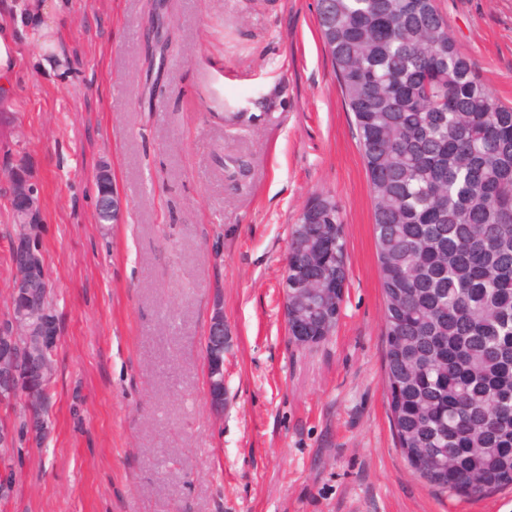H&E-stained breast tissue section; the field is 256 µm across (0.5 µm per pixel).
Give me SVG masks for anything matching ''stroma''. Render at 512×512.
I'll return each mask as SVG.
<instances>
[{
  "label": "stroma",
  "instance_id": "35a3bbf8",
  "mask_svg": "<svg viewBox=\"0 0 512 512\" xmlns=\"http://www.w3.org/2000/svg\"><path fill=\"white\" fill-rule=\"evenodd\" d=\"M512 105V0H436ZM317 0H71L19 45L0 169L38 185L59 324L48 426L0 458V512H512V487L449 496L403 460L385 384L373 203ZM111 168L125 212L96 219ZM346 243L339 319L290 342L281 281L316 195ZM14 226L0 187V320ZM224 319L223 408L205 337Z\"/></svg>",
  "mask_w": 512,
  "mask_h": 512
}]
</instances>
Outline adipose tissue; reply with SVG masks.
I'll use <instances>...</instances> for the list:
<instances>
[{
	"label": "adipose tissue",
	"instance_id": "1",
	"mask_svg": "<svg viewBox=\"0 0 512 512\" xmlns=\"http://www.w3.org/2000/svg\"><path fill=\"white\" fill-rule=\"evenodd\" d=\"M68 8V0H21L10 18L0 19V88L10 89L18 69L20 35L46 33L51 17L65 15Z\"/></svg>",
	"mask_w": 512,
	"mask_h": 512
}]
</instances>
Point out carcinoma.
<instances>
[{
  "mask_svg": "<svg viewBox=\"0 0 512 512\" xmlns=\"http://www.w3.org/2000/svg\"><path fill=\"white\" fill-rule=\"evenodd\" d=\"M374 202L390 422L442 492L512 485V106L461 54L436 0H317ZM298 256L344 267L338 204Z\"/></svg>",
  "mask_w": 512,
  "mask_h": 512,
  "instance_id": "cac0c4a2",
  "label": "carcinoma"
}]
</instances>
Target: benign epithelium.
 Returning a JSON list of instances; mask_svg holds the SVG:
<instances>
[{
	"mask_svg": "<svg viewBox=\"0 0 512 512\" xmlns=\"http://www.w3.org/2000/svg\"><path fill=\"white\" fill-rule=\"evenodd\" d=\"M98 193L99 210L103 211L112 220V223L121 222L124 213V204L112 182V173L108 165L102 164L95 174ZM8 203L16 213L17 224L21 233L12 240V247L18 259L11 273V317L0 323V390L11 393L21 391L27 403L35 404L32 416L28 418L30 431L39 432L46 428L47 421L43 415L46 400L33 394L27 383L19 380L18 364L23 356L34 363L37 374L44 380L51 377V363L41 359L32 352L24 353L14 348V340L18 336H31L39 333L43 343H51L58 334L56 324H48L36 328L31 324L33 308L20 301L31 297L37 288L48 290L51 288L44 256H42V228L45 224L42 199L39 188L24 170L13 173L8 183ZM343 292V283L330 280L326 288L314 295V303L329 318H336L341 311V302L336 295ZM288 335L300 346H312L324 341L331 335L329 331L314 330L312 324L297 314L292 322L288 323ZM207 343L211 354L216 357L224 355V319L217 316L207 331ZM224 361L213 364L209 378V395L212 403L224 402Z\"/></svg>",
	"mask_w": 512,
	"mask_h": 512,
	"instance_id": "7a95c632",
	"label": "benign epithelium"
}]
</instances>
